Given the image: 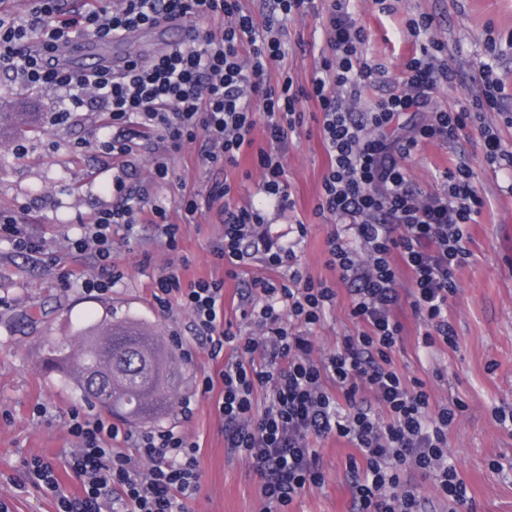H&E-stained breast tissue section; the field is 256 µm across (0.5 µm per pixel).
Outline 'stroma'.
Returning a JSON list of instances; mask_svg holds the SVG:
<instances>
[{
    "label": "stroma",
    "mask_w": 512,
    "mask_h": 512,
    "mask_svg": "<svg viewBox=\"0 0 512 512\" xmlns=\"http://www.w3.org/2000/svg\"><path fill=\"white\" fill-rule=\"evenodd\" d=\"M433 14L437 35L448 45V59L476 74L488 39H512V0H400L393 14L379 12L371 0H358L356 19L368 33L365 50L388 68L389 83H400L414 46L408 40L406 19L415 13ZM288 54L284 65L299 82H308L314 67L312 53L302 52L297 39L323 49L325 34L318 18L288 19ZM179 32L143 28L136 45L102 43V51L123 59L152 55L159 42H173ZM65 91L40 92L21 87L0 70V112H33L35 126L0 131V215L27 217L28 231L41 241L36 252L15 250L0 229V500L11 512H57L50 493L33 488L27 465L41 458L71 493L80 482L68 466L72 410L91 412L81 390L65 373L46 368L52 343L75 339L78 329L94 321L134 318L158 336H189V316L180 307L163 313L155 308L151 289L162 267L184 280L220 278L224 268L212 255L223 234L216 211L186 221L176 209L182 190L207 198L215 176L195 162L194 146L174 158L182 182H167L152 190V198L171 209L179 224L181 243L167 251L151 228L135 235L116 236L112 259L122 273L112 291L89 293L75 280V271L91 266L86 254L71 251L66 236L78 234L94 212L111 202L112 158L99 143L105 119L92 106L67 111ZM464 153L485 200L479 223L470 227L471 258L457 273L458 294L449 308L458 336L456 347H423L422 326L409 304L394 316L404 328L396 364L408 375L426 380L434 403L453 398L466 409L448 435V451L456 461L473 499L472 512H512V433L497 424L496 411H512V195L504 187L512 172L493 171L482 161L477 131H463L457 146L424 144L412 164L422 188H431L438 169ZM286 171L295 212L276 218L274 229L287 231L295 218L308 225L300 262L313 277L333 279L324 264L328 227L313 215L327 167L314 123H306L289 143ZM179 396L192 399L194 418L182 423L178 410L157 419L160 427L184 425L199 434L200 487L190 503L192 512H262L261 481L248 460L224 446V434L211 396L199 394L197 382L213 367L205 350L193 361L175 357ZM325 483L300 495L291 512H350L348 466L354 454L345 440L331 438L319 449Z\"/></svg>",
    "instance_id": "1"
}]
</instances>
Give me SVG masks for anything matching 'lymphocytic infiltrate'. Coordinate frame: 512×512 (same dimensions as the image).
Segmentation results:
<instances>
[{
    "mask_svg": "<svg viewBox=\"0 0 512 512\" xmlns=\"http://www.w3.org/2000/svg\"><path fill=\"white\" fill-rule=\"evenodd\" d=\"M65 3L35 0L27 20L0 13V69L28 88L66 90L73 111L90 103L110 119L114 133L101 147L112 157V202L67 241L99 268L79 271L82 288L104 294L121 279L112 265L115 227L151 225L168 251L178 250L180 227L165 206L150 203L149 188L172 180L173 155L196 144L199 164L224 174L212 190L224 201V234L214 249L224 276L186 283L165 269L152 300L160 312L176 305L189 315L192 340L172 338L185 360L200 348L220 360V368L203 373L201 388L217 396L225 447L244 454L259 474L264 512H289L308 488L324 484L318 446L332 437L358 455L350 465L351 512H422L414 473L433 482L448 512H470L467 484L448 455V433L465 406L457 399L433 405L426 381L396 366L403 327L392 309L407 299L424 346H456L448 304L470 257L469 227L485 202L466 162L438 171L430 190L414 180L411 163L426 142L453 146L472 128L485 165L512 171V147L486 120L504 91L495 75L496 41L480 63L477 93L448 108L437 104L438 93L464 77L427 13L408 19L419 50L405 62L400 84L386 90V65L363 50L367 34L355 0H261L257 12L246 0H93L72 13ZM318 12L326 15L327 50L301 84L283 65L286 21ZM172 21L185 38L149 60L131 58L118 70L66 66L64 54L81 36L116 39ZM377 87L378 99L364 103ZM305 101L317 106L313 119L328 158L314 215L330 226L324 256L331 281L313 278L298 262L308 235L303 220L286 233L272 231L273 216L295 208L284 161L304 125ZM259 127L266 144L256 147L258 205L236 199L233 174ZM143 150L148 173L130 182ZM256 259L265 275L244 278ZM229 280L248 332L224 324ZM342 292L355 330L314 355L310 335ZM68 434L80 494L60 485L51 463L37 459L29 467L32 482L53 492L58 512H102L108 501L118 512H189L201 478L193 434L134 430L78 411Z\"/></svg>",
    "mask_w": 512,
    "mask_h": 512,
    "instance_id": "f902f5d3",
    "label": "lymphocytic infiltrate"
}]
</instances>
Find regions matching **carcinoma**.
Instances as JSON below:
<instances>
[{"label":"carcinoma","mask_w":512,"mask_h":512,"mask_svg":"<svg viewBox=\"0 0 512 512\" xmlns=\"http://www.w3.org/2000/svg\"><path fill=\"white\" fill-rule=\"evenodd\" d=\"M47 362L67 373L102 408L143 421L173 408L176 371L159 337L134 321L80 331L77 344L53 345Z\"/></svg>","instance_id":"carcinoma-1"}]
</instances>
